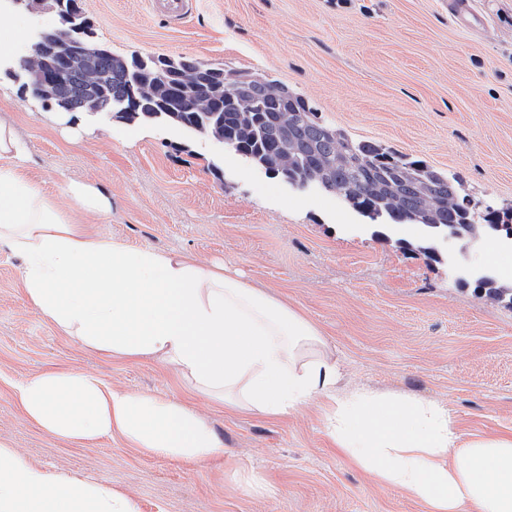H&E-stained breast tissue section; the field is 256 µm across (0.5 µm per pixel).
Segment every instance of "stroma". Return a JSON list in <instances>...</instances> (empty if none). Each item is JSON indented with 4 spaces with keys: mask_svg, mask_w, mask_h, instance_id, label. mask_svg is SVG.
Instances as JSON below:
<instances>
[{
    "mask_svg": "<svg viewBox=\"0 0 512 512\" xmlns=\"http://www.w3.org/2000/svg\"><path fill=\"white\" fill-rule=\"evenodd\" d=\"M114 56H188L259 72L301 94L322 121L462 179L475 202L512 216V0H475L487 19L471 34L444 0H195L184 21L150 0H79ZM55 11L0 14V28L34 36L61 27ZM0 120L26 143L24 175L56 195L91 183L108 219L101 238L219 262L299 310L343 366L344 389L435 399L470 438L512 434V308L460 285L449 261L487 266L486 250L418 248V226L355 231L338 196L298 192L201 137L153 124L59 112L0 76ZM76 368L122 391L182 402L224 442L223 457L182 462L120 434L83 446L29 421L15 384ZM0 443L31 467L125 493L136 512H425L334 448L316 405L283 418L232 412L174 368L107 358L60 332L26 300L20 262L0 251Z\"/></svg>",
    "mask_w": 512,
    "mask_h": 512,
    "instance_id": "obj_1",
    "label": "stroma"
}]
</instances>
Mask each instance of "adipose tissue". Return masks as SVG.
<instances>
[{"label": "adipose tissue", "mask_w": 512, "mask_h": 512, "mask_svg": "<svg viewBox=\"0 0 512 512\" xmlns=\"http://www.w3.org/2000/svg\"><path fill=\"white\" fill-rule=\"evenodd\" d=\"M24 144L0 122V249L22 261L29 304L65 334L115 358L172 365L233 411L285 417L319 402L333 444L428 512H512V435L469 439L447 405L360 389L338 394L336 352L303 314L225 266L89 236L21 172ZM26 418L76 442L119 433L185 461L224 454L198 413L116 391L69 368L16 385ZM0 512H135L132 500L27 466L0 443Z\"/></svg>", "instance_id": "obj_1"}]
</instances>
